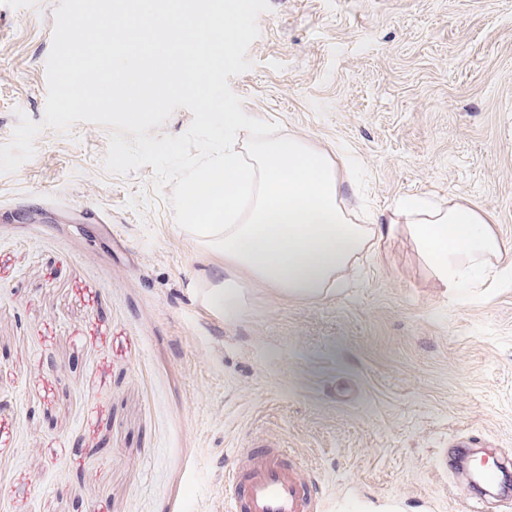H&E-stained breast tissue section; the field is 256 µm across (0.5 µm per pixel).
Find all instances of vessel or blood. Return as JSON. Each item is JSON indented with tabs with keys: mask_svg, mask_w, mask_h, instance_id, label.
I'll list each match as a JSON object with an SVG mask.
<instances>
[{
	"mask_svg": "<svg viewBox=\"0 0 512 512\" xmlns=\"http://www.w3.org/2000/svg\"><path fill=\"white\" fill-rule=\"evenodd\" d=\"M225 512H317L314 478L287 449L253 439L224 479Z\"/></svg>",
	"mask_w": 512,
	"mask_h": 512,
	"instance_id": "b4317fda",
	"label": "vessel or blood"
}]
</instances>
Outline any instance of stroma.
Here are the masks:
<instances>
[{
	"mask_svg": "<svg viewBox=\"0 0 512 512\" xmlns=\"http://www.w3.org/2000/svg\"><path fill=\"white\" fill-rule=\"evenodd\" d=\"M246 114L357 161L371 214L462 199L512 241V0H269ZM61 0H0V145L41 124ZM110 128L42 127L0 174V512H225L224 474L279 440L319 512H465L438 460L470 439L512 465V285L466 299L407 237L321 299L235 276L180 227L146 165L105 168ZM209 305L219 313L224 314V318L234 320L243 313L237 285L232 277L224 279L222 284L212 288Z\"/></svg>",
	"mask_w": 512,
	"mask_h": 512,
	"instance_id": "stroma-1",
	"label": "stroma"
}]
</instances>
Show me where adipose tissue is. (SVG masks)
<instances>
[{"label": "adipose tissue", "instance_id": "1", "mask_svg": "<svg viewBox=\"0 0 512 512\" xmlns=\"http://www.w3.org/2000/svg\"><path fill=\"white\" fill-rule=\"evenodd\" d=\"M217 119L224 158L191 174L180 203L187 221L199 222L204 247L223 254L225 270L249 272L288 295L321 298L359 253L404 233L451 294L477 287L498 267L512 276V241L499 236L486 210L466 201L401 197L360 223L345 197L346 159L293 135L246 144L244 113ZM217 209L223 223H200Z\"/></svg>", "mask_w": 512, "mask_h": 512}]
</instances>
